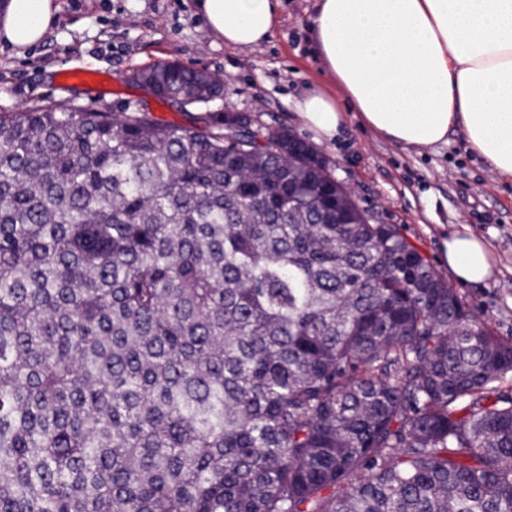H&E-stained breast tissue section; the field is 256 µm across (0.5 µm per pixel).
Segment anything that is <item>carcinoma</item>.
<instances>
[{"mask_svg":"<svg viewBox=\"0 0 512 512\" xmlns=\"http://www.w3.org/2000/svg\"><path fill=\"white\" fill-rule=\"evenodd\" d=\"M209 119L0 113V512H512V339L313 146Z\"/></svg>","mask_w":512,"mask_h":512,"instance_id":"carcinoma-1","label":"carcinoma"}]
</instances>
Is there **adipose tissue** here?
Masks as SVG:
<instances>
[{
  "mask_svg": "<svg viewBox=\"0 0 512 512\" xmlns=\"http://www.w3.org/2000/svg\"><path fill=\"white\" fill-rule=\"evenodd\" d=\"M210 36L249 51L281 23L283 0H196ZM310 30L327 73L363 125L422 151L462 130L467 151L512 180V0H315ZM60 0H5L0 39L17 50L44 40ZM316 142L345 120L332 98L308 91L296 102ZM457 281L494 274L490 246L470 233L444 242Z\"/></svg>",
  "mask_w": 512,
  "mask_h": 512,
  "instance_id": "adipose-tissue-1",
  "label": "adipose tissue"
}]
</instances>
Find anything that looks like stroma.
<instances>
[{"mask_svg":"<svg viewBox=\"0 0 512 512\" xmlns=\"http://www.w3.org/2000/svg\"><path fill=\"white\" fill-rule=\"evenodd\" d=\"M47 37L24 52L0 42V113L53 101L110 112L150 106L156 118L188 124L186 113L161 106L135 85V73L178 62L203 68L228 85L208 111L232 109L303 140L312 134L294 102L318 88L346 111L331 143L319 144L338 180L378 223L401 225L440 273L448 263L444 240L470 232L489 240L496 271L480 284L448 285L496 334L512 338V181L499 179L465 149L464 134L420 153L395 146L361 125L325 70L309 32V0H285L283 22L262 46L240 52L211 38L195 0H61Z\"/></svg>","mask_w":512,"mask_h":512,"instance_id":"stroma-1","label":"stroma"}]
</instances>
